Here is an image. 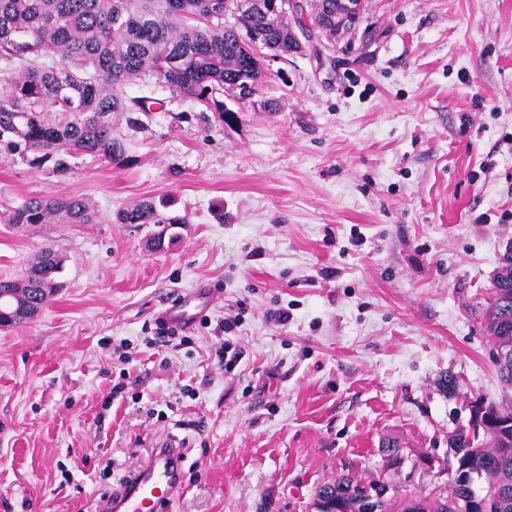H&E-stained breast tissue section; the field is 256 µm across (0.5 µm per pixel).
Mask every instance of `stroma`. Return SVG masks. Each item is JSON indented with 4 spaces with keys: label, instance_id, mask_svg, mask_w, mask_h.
I'll return each instance as SVG.
<instances>
[{
    "label": "stroma",
    "instance_id": "stroma-1",
    "mask_svg": "<svg viewBox=\"0 0 512 512\" xmlns=\"http://www.w3.org/2000/svg\"><path fill=\"white\" fill-rule=\"evenodd\" d=\"M264 73L219 93L225 121L124 85L158 104L120 164L0 153V279L65 257L43 309L0 327V512H95L166 442L188 450L173 512H312L336 475L383 474L388 440L430 503L470 403L512 405L486 329L512 242V0H362L356 29L266 52ZM61 195L95 223H9ZM144 199L187 219L159 251L157 225L115 221ZM199 286L191 343L154 344ZM233 315L228 372L213 329ZM211 296L202 288H196L190 295L172 300L161 312L159 319L168 326L184 328L190 321L200 319L209 308Z\"/></svg>",
    "mask_w": 512,
    "mask_h": 512
}]
</instances>
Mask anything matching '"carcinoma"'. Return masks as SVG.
Wrapping results in <instances>:
<instances>
[{
  "label": "carcinoma",
  "instance_id": "carcinoma-1",
  "mask_svg": "<svg viewBox=\"0 0 512 512\" xmlns=\"http://www.w3.org/2000/svg\"><path fill=\"white\" fill-rule=\"evenodd\" d=\"M274 0H246L237 24H224V4L235 0H0V61L18 73L0 83V149L64 172L69 158L90 155L109 162L128 158L127 143L116 132L117 118L142 126L151 114L146 101L119 94L127 82L151 76L170 91L191 97L224 117L215 94L224 87L242 98L263 78L262 49L286 54L301 49L299 35H336L339 0H299L288 13ZM53 112L51 120L44 113ZM165 201H142L116 213L120 224H158L153 244L165 232L186 223L168 213ZM96 213L74 196L31 198L13 210L8 222L92 224ZM62 255L45 249L21 279H0V327L20 324L38 314L59 288L55 275ZM499 287L490 292L487 323L512 327V263L498 266ZM512 431L481 439L457 432L449 441L450 461L459 470L446 496L431 505L400 503L399 512H466L471 498L468 474L493 468L498 512H512ZM367 483L348 474L320 485L314 500L334 496L342 512H390L391 498L370 499Z\"/></svg>",
  "mask_w": 512,
  "mask_h": 512
}]
</instances>
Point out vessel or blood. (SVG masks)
Returning a JSON list of instances; mask_svg holds the SVG:
<instances>
[{"instance_id": "b4317fda", "label": "vessel or blood", "mask_w": 512, "mask_h": 512, "mask_svg": "<svg viewBox=\"0 0 512 512\" xmlns=\"http://www.w3.org/2000/svg\"><path fill=\"white\" fill-rule=\"evenodd\" d=\"M211 296L202 289L172 300L160 318L168 326L185 327L200 319L209 308ZM184 451L176 446L150 449L125 479L121 489L103 502L99 512H171L183 488Z\"/></svg>"}]
</instances>
